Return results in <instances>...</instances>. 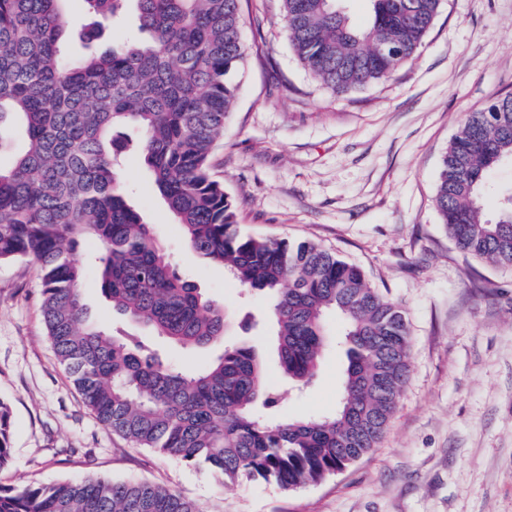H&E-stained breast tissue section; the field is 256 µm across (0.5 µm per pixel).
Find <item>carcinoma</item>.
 <instances>
[{"mask_svg":"<svg viewBox=\"0 0 512 512\" xmlns=\"http://www.w3.org/2000/svg\"><path fill=\"white\" fill-rule=\"evenodd\" d=\"M66 0H0V154L19 118L26 149L0 165V262L29 259L42 274V314L56 359L86 406L140 448L206 463L233 484L282 489L316 483L369 454L407 380L411 339L402 307L360 267L310 241L242 235L233 203L211 170L214 148L244 64L240 0H134L138 29L101 53L61 55ZM100 28L127 0H85ZM287 37L308 72L337 93L391 77L421 46L441 0H371L372 21L352 26L336 0H282ZM131 124L154 186L188 247L224 267L247 291L272 298L285 377L313 379L325 317L343 322L346 363L336 411L277 414L262 355L224 344V307L182 278L118 184L124 149L112 135ZM512 159V95L468 115L448 146L435 203L458 248L512 267V190L495 220L483 217L487 174ZM96 245L93 270L112 308L181 348L222 349L202 367H174L143 336L89 321L75 258ZM10 410L0 401V469L9 461ZM0 512H199L149 482L86 478L0 487Z\"/></svg>","mask_w":512,"mask_h":512,"instance_id":"cac0c4a2","label":"carcinoma"}]
</instances>
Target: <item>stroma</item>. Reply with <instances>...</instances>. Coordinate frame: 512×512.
<instances>
[{
	"label": "stroma",
	"instance_id": "stroma-1",
	"mask_svg": "<svg viewBox=\"0 0 512 512\" xmlns=\"http://www.w3.org/2000/svg\"><path fill=\"white\" fill-rule=\"evenodd\" d=\"M246 61L213 159L246 235L311 241L359 265L399 303L411 332L409 379L378 446L320 482L284 490L225 484L206 465L136 447L86 407L51 348L41 271L0 263V400L11 410L10 461L0 485L84 477L147 481L200 512H512V268L460 251L436 210L442 160L464 116L512 94V0H442L416 55L391 78L347 93L315 79L288 41L281 0H241ZM60 42L72 55L136 31V9L100 30L75 0ZM118 170L131 203L153 224L181 276L232 316L226 343L248 338L266 356L283 415L336 408L342 323L302 392L284 384L273 352L270 301L187 246L136 147Z\"/></svg>",
	"mask_w": 512,
	"mask_h": 512
}]
</instances>
